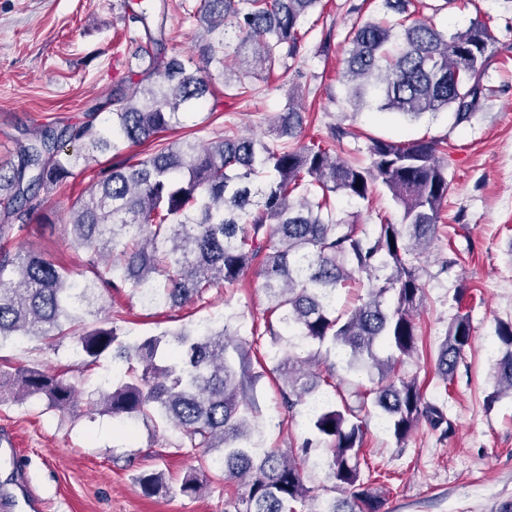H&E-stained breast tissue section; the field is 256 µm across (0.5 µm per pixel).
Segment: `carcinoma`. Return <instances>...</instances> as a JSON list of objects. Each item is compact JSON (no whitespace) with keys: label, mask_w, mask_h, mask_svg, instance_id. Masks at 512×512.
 Segmentation results:
<instances>
[{"label":"carcinoma","mask_w":512,"mask_h":512,"mask_svg":"<svg viewBox=\"0 0 512 512\" xmlns=\"http://www.w3.org/2000/svg\"><path fill=\"white\" fill-rule=\"evenodd\" d=\"M320 2L201 0L196 10L182 6L183 21L203 34L193 69L164 52L168 13L157 17L140 8L128 16L136 69L112 86V123L101 130L90 113L78 126L39 128L19 143L16 160L0 165V213L12 220L0 224V346L27 336L54 347L69 339L87 366L108 353L124 362L120 376L97 388L89 409L112 416L123 429L142 419L179 431V447L200 451L198 469L183 477L180 492L195 496L209 483H240L246 491L230 495L232 512H296L293 504L311 493L300 462L312 441L286 450L256 443L258 375L230 321L124 340L119 318L98 319L112 294L126 292L174 311L203 304L212 289L255 275L268 306L264 325H252L251 335L275 342L299 337L326 347L272 362L268 373L280 381L291 417L320 387L332 385L339 363L374 377L370 389L354 391L357 405L343 398L306 420L332 441L322 464L332 490L341 494L314 512H382L384 499L361 476L370 411L386 420L398 442L421 422L443 438L454 428L416 378L395 373L401 359L418 352L413 313L424 294L422 258L439 237L448 196L447 138H372L363 164L336 154L335 147L352 136L341 124L329 126L324 138L298 144L306 116L293 102L277 113L269 136L226 129L203 144L166 136L181 115L208 103L214 113L228 95L252 96L264 74L293 78L311 32L301 24ZM409 2L384 0L398 18L368 19L347 35L341 79L349 101L410 122L448 111L453 126L468 124L484 94L490 28L473 20L449 35L430 20H410ZM214 75L224 91L214 89ZM70 143L78 147L69 150ZM135 146L145 150L126 152ZM107 152L112 166L97 167V155ZM77 168L91 173L65 224L84 255L80 273L34 248L8 244L30 234L39 191L65 183ZM377 183L401 206L400 223L380 215L365 234L336 220L333 194L366 200ZM364 277L371 286L358 304L338 309L340 291ZM497 336L504 350L494 363L493 400L512 393V322L499 323ZM471 344L470 316L460 311L438 347L436 369L444 382L454 379ZM230 349L238 361L229 359ZM332 352L338 362H319ZM78 394L49 369L0 370V403L43 399L64 412ZM137 482L148 497L164 488L157 470L142 471Z\"/></svg>","instance_id":"obj_1"}]
</instances>
